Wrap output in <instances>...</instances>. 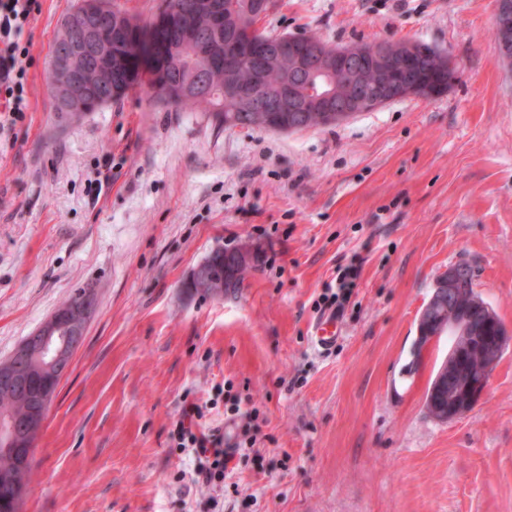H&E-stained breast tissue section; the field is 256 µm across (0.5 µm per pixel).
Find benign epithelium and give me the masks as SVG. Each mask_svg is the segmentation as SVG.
<instances>
[{"instance_id":"7a95c632","label":"benign epithelium","mask_w":512,"mask_h":512,"mask_svg":"<svg viewBox=\"0 0 512 512\" xmlns=\"http://www.w3.org/2000/svg\"><path fill=\"white\" fill-rule=\"evenodd\" d=\"M494 22L500 32L498 62L512 68V0H494ZM131 20L112 8L109 0H85L75 9L65 26V36L52 54L51 66L58 75L55 94L59 105L67 112L84 111L86 89L74 61L82 58L92 66L110 73L112 40L123 35ZM295 67L312 77L324 78V86L305 89L290 83L278 92L261 84L248 94H241L244 112H319L325 125L340 124L359 112L379 109L405 98L433 100L443 95V85L417 77L423 58L433 56L441 70H452L448 56L433 52L409 39L383 40L375 43L373 51L362 44L334 46L310 43L285 37H265L251 46L252 54L277 62L282 59L283 44ZM353 63L346 74V92L335 95V76L344 65ZM237 264L224 275L237 277L241 269L251 265L255 249L235 248ZM225 264V251L218 249L191 273L185 287L194 290L208 282L212 265ZM464 269L454 264L441 273L434 291L425 304L420 320L427 321L418 331L415 350L426 349L432 341L447 332L461 336L460 343L469 351L475 344L468 342L470 324L486 315L479 301H462L465 285L460 277ZM95 311L90 294L68 303L55 311L28 336L6 361H0V391L24 405L17 413H0V454L11 459L12 468L4 482L11 495L0 502V512H20L27 485L24 475L31 466L37 437L45 423L47 412L55 398V382L67 372L74 352L82 345L86 327ZM477 369L467 375L455 370L453 360H446L439 372L437 390L429 397L428 413L436 421L446 423L457 419L475 406L485 391L489 378L498 363V355L488 351L478 353Z\"/></svg>"}]
</instances>
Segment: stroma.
I'll list each match as a JSON object with an SVG mask.
<instances>
[{
  "label": "stroma",
  "instance_id": "1",
  "mask_svg": "<svg viewBox=\"0 0 512 512\" xmlns=\"http://www.w3.org/2000/svg\"><path fill=\"white\" fill-rule=\"evenodd\" d=\"M77 0H38L29 106L0 118V360L82 292L96 299L32 462L22 512H512V347L473 409L425 410L440 336L408 372L437 276L467 264L512 328V72L494 0H273L271 34L410 38L452 60L434 100L335 127L224 129L140 90L58 112L51 49ZM255 247L240 288L194 294L218 248ZM359 270L335 347L311 341L337 266ZM226 445L192 482L184 402ZM225 264V251L218 249L214 251L209 258L199 264L191 273L189 279L184 285V288L194 292V288H200L202 283L209 282L213 277L208 274V269L211 265L224 266Z\"/></svg>",
  "mask_w": 512,
  "mask_h": 512
}]
</instances>
